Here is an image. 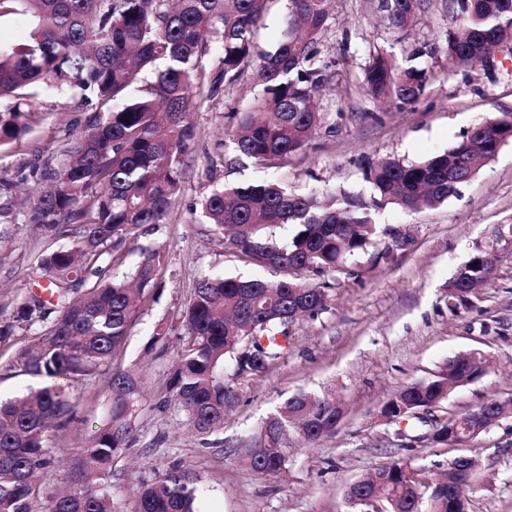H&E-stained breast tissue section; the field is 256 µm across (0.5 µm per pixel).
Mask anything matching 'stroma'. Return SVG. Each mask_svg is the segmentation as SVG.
Wrapping results in <instances>:
<instances>
[{
  "label": "stroma",
  "mask_w": 512,
  "mask_h": 512,
  "mask_svg": "<svg viewBox=\"0 0 512 512\" xmlns=\"http://www.w3.org/2000/svg\"><path fill=\"white\" fill-rule=\"evenodd\" d=\"M377 5V0H335L320 48L336 77L316 96L326 127L287 165L264 168L235 152L224 137L261 92L252 74L227 87L223 104L204 103L194 112L196 136L170 219L142 228L121 266L130 271L142 251L154 253L157 286L122 352L71 391L79 422L59 440L71 452L83 448L107 417L113 372H139L143 393L134 417L135 440L122 449L112 473L116 512H132L142 484L175 468L200 476L203 512H353L345 490L375 468L405 459L435 478L463 449L482 458L469 512H512V418L463 447L424 439L448 414L490 397L512 398V246L502 242L494 248L489 281L471 304L455 312L448 308V283L474 246L487 243L497 227L512 225V141L443 205L376 211L380 226L411 232L409 250L380 262L365 253L352 261L349 273L329 275L327 309L294 327L287 350L265 371L245 374L226 363L224 384L233 402L223 428L196 434L183 414L165 404L185 336L182 312L197 281L213 274L263 273L225 248L203 218L200 203L213 189L273 178L303 195L345 192L367 206L373 191L364 178L366 161H422L447 150L472 127L512 112V56L492 69L458 67L437 49L456 15V0H422L413 26L404 30L388 29ZM287 18L288 0H268L254 32L257 52L275 48ZM422 44L435 52L418 60L432 79L417 103L379 102L366 93L363 70L371 51L401 61ZM92 115L80 99L39 97L27 117L29 133L0 148V177L12 181L16 199L35 192L34 169L57 162L68 131L84 128ZM58 245L19 217L11 237L0 243V319L9 317L18 297L35 291L37 258ZM160 324L169 330L166 343L148 348ZM472 351L486 357L485 375L454 389L440 408L425 414L415 425L414 442L389 441L391 427L380 417L381 405L408 383L431 378L448 359ZM300 391L335 393L344 407L341 422L311 445L289 437L284 472L255 471L235 454L236 443L256 434L288 396Z\"/></svg>",
  "instance_id": "stroma-1"
}]
</instances>
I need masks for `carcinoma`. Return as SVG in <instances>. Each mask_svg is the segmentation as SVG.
Instances as JSON below:
<instances>
[{
    "instance_id": "obj_1",
    "label": "carcinoma",
    "mask_w": 512,
    "mask_h": 512,
    "mask_svg": "<svg viewBox=\"0 0 512 512\" xmlns=\"http://www.w3.org/2000/svg\"><path fill=\"white\" fill-rule=\"evenodd\" d=\"M267 0H0V20L22 16L27 37L0 41V147L29 132L25 121L44 92L76 91L95 103L94 119L71 140L66 159L43 174L49 189L32 196L29 220L68 243L42 253L37 267L54 301L37 293L20 297L0 322V345L37 327L32 343L6 365L52 383L0 402V512H31L36 475L52 464L49 441L76 422L70 390L98 374L124 346L134 318L156 279L153 255L142 252L132 282L112 274L123 247L147 225L168 221L183 180V162L195 127L191 113L202 102L224 100L228 85L255 72L263 94L242 113L239 128L225 136L236 152L278 167L302 150L327 122L313 104L314 92L335 73L320 60L333 0H289L284 38L274 51L257 55L254 29ZM457 14L442 48L452 64L470 65L497 45L512 44V0H457ZM417 0H380L385 24L408 27ZM431 81L424 68L402 66L382 51L370 53L364 85L375 100L414 104ZM512 132V121L490 119L467 131L448 150L404 163L368 165L376 193L373 207L433 208L458 194L479 166L491 161ZM22 204L0 201V242L16 223ZM212 231L227 248L273 279L204 276L183 312L185 338L169 384L174 409L199 434L224 427L230 392L224 364L256 374L278 359L288 340V316L314 319L327 308L324 277L373 248L388 261L412 244L397 227L375 224L369 208L349 194L327 200L290 191L276 182L222 185L201 203ZM295 228L280 243L276 226ZM492 249L475 248L467 273L448 284V309L458 310L485 287ZM486 372L482 357H457L428 381L411 382L384 406L398 421L415 418ZM108 419L80 450L73 490L50 501L47 512H115L112 470L133 440L132 422L142 396L136 372H115ZM344 408L330 391L288 397L263 428L266 437L242 439L241 455L256 470L287 469L284 443L291 434L312 444L334 432ZM512 418V399L490 398L449 417L435 444H448V429L475 438ZM468 453L453 458L448 475L432 480L405 460L380 466L388 480L367 490L370 479L347 486L345 500L371 512H468L451 487ZM197 474L174 470L144 486L133 512H201Z\"/></svg>"
}]
</instances>
